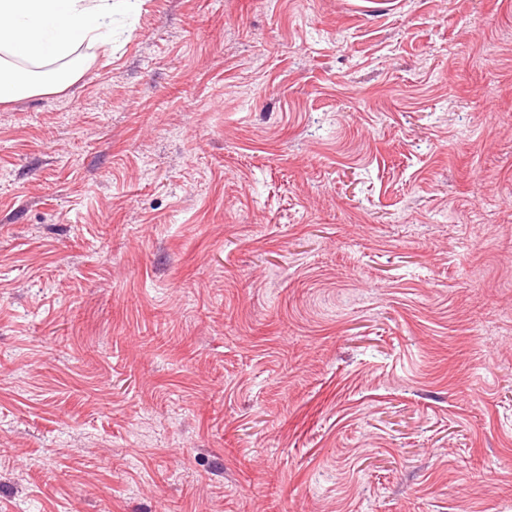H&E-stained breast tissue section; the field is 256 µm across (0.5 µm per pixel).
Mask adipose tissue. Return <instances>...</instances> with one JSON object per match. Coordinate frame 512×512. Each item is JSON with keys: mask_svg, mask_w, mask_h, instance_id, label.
Listing matches in <instances>:
<instances>
[{"mask_svg": "<svg viewBox=\"0 0 512 512\" xmlns=\"http://www.w3.org/2000/svg\"><path fill=\"white\" fill-rule=\"evenodd\" d=\"M112 0H0V103L52 96L65 78L25 70V63L69 57L84 41H96L112 28Z\"/></svg>", "mask_w": 512, "mask_h": 512, "instance_id": "adipose-tissue-1", "label": "adipose tissue"}]
</instances>
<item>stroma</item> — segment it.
Returning <instances> with one entry per match:
<instances>
[{
    "label": "stroma",
    "mask_w": 512,
    "mask_h": 512,
    "mask_svg": "<svg viewBox=\"0 0 512 512\" xmlns=\"http://www.w3.org/2000/svg\"><path fill=\"white\" fill-rule=\"evenodd\" d=\"M0 103V512H512V0H118Z\"/></svg>",
    "instance_id": "stroma-1"
}]
</instances>
